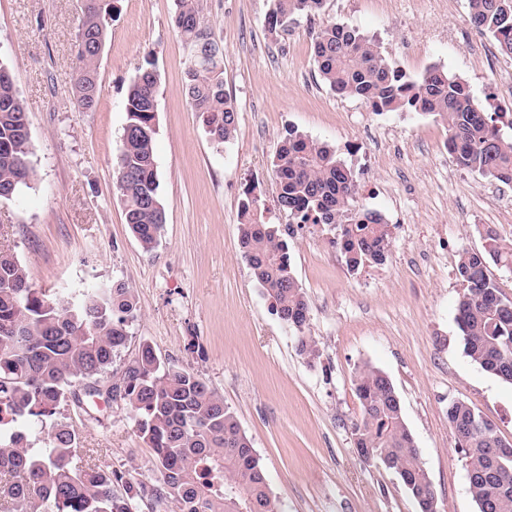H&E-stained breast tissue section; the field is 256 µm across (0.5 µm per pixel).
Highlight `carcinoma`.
I'll return each mask as SVG.
<instances>
[{"instance_id": "1", "label": "carcinoma", "mask_w": 512, "mask_h": 512, "mask_svg": "<svg viewBox=\"0 0 512 512\" xmlns=\"http://www.w3.org/2000/svg\"><path fill=\"white\" fill-rule=\"evenodd\" d=\"M325 0H273L265 24L272 33L290 30L297 18L314 16ZM469 20L512 56V0H469ZM111 0H87L78 32L72 104L93 112L100 98L98 44L109 35L104 16ZM176 30L190 48L185 92L210 138L231 139L237 112L224 89L218 44L203 30L199 0H176ZM314 60L330 90L365 101L377 112L413 110L447 125L454 161L482 176L512 184V137L448 71L431 66L412 80L357 30L329 22L313 36ZM157 73L151 54L129 86L128 122L117 157L115 189L125 222L145 251L158 244L165 224L155 162ZM28 116L8 71L0 66V199L28 185L35 171ZM277 205L298 224L326 225L331 243L356 271L386 260L391 230L381 214L361 210L343 220L359 184L334 150L294 131L271 161ZM241 205L238 246L254 280L278 318L303 329L309 318L305 293L294 277L288 240L265 222L252 191ZM512 266V247L491 231L484 251L464 253L457 266L463 288L457 322L471 362L512 385V298L502 294L489 264ZM132 289L110 287L55 299L32 287L23 266L0 251V512H279L251 440L233 412L200 375L162 361L140 345L108 398L124 402L137 431L152 448L155 483L124 478L81 457L77 430L58 419L70 400L87 405L101 397L100 378L129 339L137 315ZM361 417L352 433L366 462L394 471L409 486L420 512H434V491L408 430L389 377L364 365L353 380ZM448 425L466 459L468 489L479 512H512V442L474 406L451 401ZM122 484L124 493L114 486Z\"/></svg>"}]
</instances>
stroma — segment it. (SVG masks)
Here are the masks:
<instances>
[{
    "label": "stroma",
    "instance_id": "stroma-1",
    "mask_svg": "<svg viewBox=\"0 0 512 512\" xmlns=\"http://www.w3.org/2000/svg\"><path fill=\"white\" fill-rule=\"evenodd\" d=\"M200 4L238 113L234 137L220 146L183 89L190 53L172 25L175 0H118L93 112L71 102L85 0H0V65L28 112L35 169L29 186L0 199V251L50 295L116 281L133 288L138 312L104 385L143 343L199 374L251 439L280 512H419L393 471L356 452L353 378L366 364L394 385L437 512H478L446 409L452 400L471 404L512 441V385L463 352L456 272L487 232L512 241V185L458 166L441 119L377 112L331 92L311 38L328 22L357 29L408 77L442 66L492 112L512 113V56L489 37L471 40L469 0H325L285 35L265 26L272 0ZM148 53L158 74L155 158L166 213L150 252L131 235L114 187L127 91ZM291 129L331 146L353 170V208L378 212L391 227L383 264L350 272L329 227L296 228L279 210L270 160ZM249 191L288 234L309 302L304 331L273 314L239 251ZM302 335L316 342V360L299 353ZM60 412L96 464L153 481V452L125 403L99 402L92 420L71 404Z\"/></svg>",
    "mask_w": 512,
    "mask_h": 512
}]
</instances>
